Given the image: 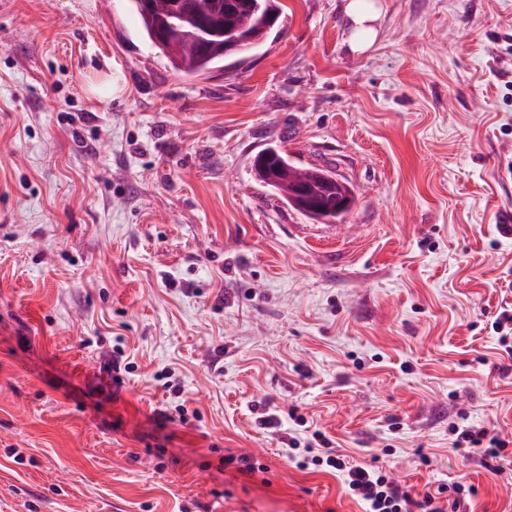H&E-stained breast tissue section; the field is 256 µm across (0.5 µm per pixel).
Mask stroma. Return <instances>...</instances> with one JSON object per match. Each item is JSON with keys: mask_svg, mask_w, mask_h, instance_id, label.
I'll return each mask as SVG.
<instances>
[{"mask_svg": "<svg viewBox=\"0 0 512 512\" xmlns=\"http://www.w3.org/2000/svg\"><path fill=\"white\" fill-rule=\"evenodd\" d=\"M346 2L279 0L193 76L128 0L0 13V512H364L286 457L316 431L512 512V0H376L362 51ZM267 148L349 185L343 224L259 182ZM450 431L456 438L453 440L454 448L474 449L480 454V460L485 467L499 471V465H493L489 460L498 462L505 456L504 449L508 447V441L498 437L497 434L485 426L460 425L455 423L450 426Z\"/></svg>", "mask_w": 512, "mask_h": 512, "instance_id": "1", "label": "stroma"}]
</instances>
